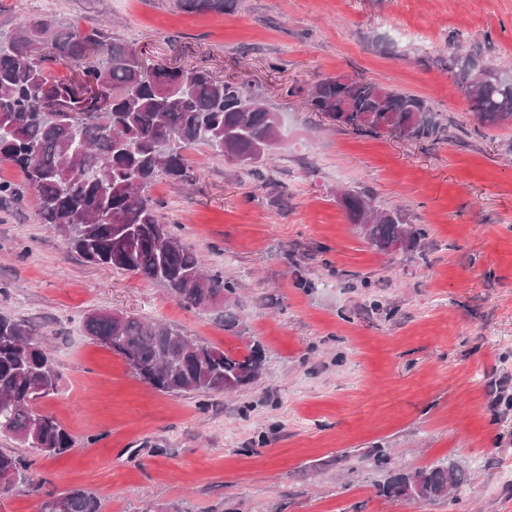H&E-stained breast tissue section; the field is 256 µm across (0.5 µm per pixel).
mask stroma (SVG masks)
<instances>
[{
  "mask_svg": "<svg viewBox=\"0 0 512 512\" xmlns=\"http://www.w3.org/2000/svg\"><path fill=\"white\" fill-rule=\"evenodd\" d=\"M82 30L110 23L145 66L247 79L286 140L249 170L189 150L191 188L158 181L165 223L237 285L244 337L165 288L85 263L22 192L0 198V311L55 359L39 400L73 437L37 459L46 489L81 487L102 512H512V122L480 123L448 71L450 44L512 67V0H52ZM347 76L425 98L440 140L360 133L305 105ZM369 191L424 235L385 254L339 189ZM94 311L181 325L221 349L258 342L266 369L232 394L169 395L82 330ZM382 450L412 471L461 461L459 504L377 492ZM234 0H178L179 7L188 13L203 11L225 12Z\"/></svg>",
  "mask_w": 512,
  "mask_h": 512,
  "instance_id": "obj_1",
  "label": "stroma"
}]
</instances>
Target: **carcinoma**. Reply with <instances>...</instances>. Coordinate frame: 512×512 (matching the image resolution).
<instances>
[{
  "label": "carcinoma",
  "instance_id": "cac0c4a2",
  "mask_svg": "<svg viewBox=\"0 0 512 512\" xmlns=\"http://www.w3.org/2000/svg\"><path fill=\"white\" fill-rule=\"evenodd\" d=\"M188 13L224 12L233 0H178ZM0 43V164L20 170L23 188L48 226L84 262L131 273L163 286L179 305L215 310L224 331L245 332L236 310L237 288L218 270L206 271L173 225L162 221L150 188L160 179L190 184L196 175L187 151L259 168L284 143L278 114L247 81L215 78L205 66L144 71L136 51L108 29L63 27L47 17H26ZM104 48L92 57L90 45ZM73 66L77 78L59 79L50 65ZM448 70L477 118L489 125L512 121V74L480 86L472 58L456 45ZM95 86L86 96L79 86ZM306 103L327 120L356 131L438 140L445 128L422 97L372 82L325 77ZM338 201L367 240L387 251L399 240L414 247L423 236L399 210H381L364 191L347 189ZM83 331L120 356L145 383L170 395L233 393L265 368L256 344L244 352L221 350L189 337L175 324L122 313L94 312ZM60 373L51 353L25 321L0 312V434L36 455L55 457L73 446L71 435L35 403L58 392ZM466 481L463 465L444 459L379 484L385 497L454 501ZM18 482L34 492L30 459L0 452V490ZM56 512H101L98 499L73 487L50 491Z\"/></svg>",
  "mask_w": 512,
  "mask_h": 512
}]
</instances>
